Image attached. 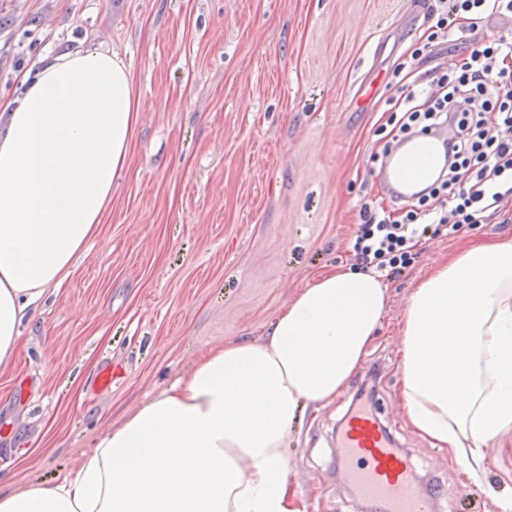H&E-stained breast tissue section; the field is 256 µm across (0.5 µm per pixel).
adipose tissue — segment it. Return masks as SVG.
<instances>
[{"mask_svg": "<svg viewBox=\"0 0 512 512\" xmlns=\"http://www.w3.org/2000/svg\"><path fill=\"white\" fill-rule=\"evenodd\" d=\"M0 121V373L25 325L101 224L139 118L114 52L44 56ZM388 290L360 267L313 276L262 339L226 342L92 443L74 474L0 512H307L288 430L331 403L368 353ZM400 400L414 429L477 478L512 428V241L469 245L415 285L400 320Z\"/></svg>", "mask_w": 512, "mask_h": 512, "instance_id": "1", "label": "adipose tissue"}]
</instances>
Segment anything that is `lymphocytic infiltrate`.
I'll list each match as a JSON object with an SVG mask.
<instances>
[{"label":"lymphocytic infiltrate","instance_id":"f902f5d3","mask_svg":"<svg viewBox=\"0 0 512 512\" xmlns=\"http://www.w3.org/2000/svg\"><path fill=\"white\" fill-rule=\"evenodd\" d=\"M464 14L512 17V0H447L432 38L452 37L455 18ZM390 122L396 143L444 124L455 132L448 140L445 177L404 206L401 217L367 203L361 207L353 257L386 277L410 265L419 238L429 230L456 233L512 196V39L473 47L464 65L437 78L429 98L421 101L407 92Z\"/></svg>","mask_w":512,"mask_h":512}]
</instances>
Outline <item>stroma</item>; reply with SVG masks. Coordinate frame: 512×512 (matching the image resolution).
<instances>
[{
	"label": "stroma",
	"instance_id": "35a3bbf8",
	"mask_svg": "<svg viewBox=\"0 0 512 512\" xmlns=\"http://www.w3.org/2000/svg\"><path fill=\"white\" fill-rule=\"evenodd\" d=\"M437 0H0V102L47 51L97 48L128 65L139 99L130 167L111 213L24 333L0 375V475L21 491L76 471L121 421L211 347L260 338L320 271L353 264L359 210L397 205L382 187L381 128L394 71H450L472 40L512 24L460 20L426 46ZM470 240H512V199L480 223L428 234L386 279L388 306L361 363L381 362L378 408L438 512H499L512 489V430L480 482L400 410L399 321L429 266ZM118 366L101 389L98 375ZM360 382L288 431V466L309 512H361L336 473V427Z\"/></svg>",
	"mask_w": 512,
	"mask_h": 512
}]
</instances>
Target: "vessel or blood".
<instances>
[{"label":"vessel or blood","mask_w":512,"mask_h":512,"mask_svg":"<svg viewBox=\"0 0 512 512\" xmlns=\"http://www.w3.org/2000/svg\"><path fill=\"white\" fill-rule=\"evenodd\" d=\"M451 134L447 127L432 140L416 136L408 150L399 152L384 178L394 198L413 199L414 188L423 187L432 175ZM336 445L341 479L378 512H436L439 492L420 488L412 458L396 448L373 408L352 409L336 434Z\"/></svg>","instance_id":"1"}]
</instances>
